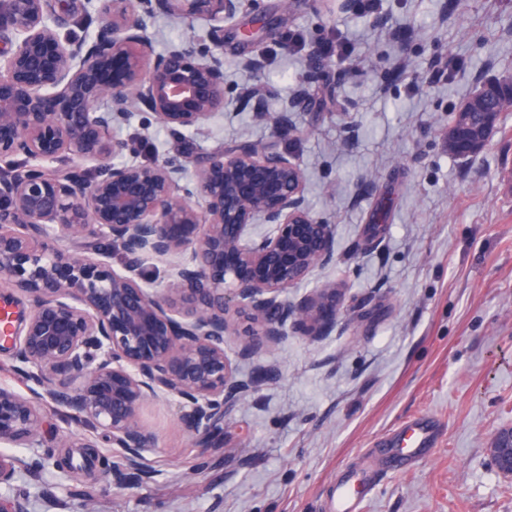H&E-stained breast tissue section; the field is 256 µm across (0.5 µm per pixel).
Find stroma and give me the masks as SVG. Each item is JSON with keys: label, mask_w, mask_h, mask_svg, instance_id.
<instances>
[{"label": "stroma", "mask_w": 512, "mask_h": 512, "mask_svg": "<svg viewBox=\"0 0 512 512\" xmlns=\"http://www.w3.org/2000/svg\"><path fill=\"white\" fill-rule=\"evenodd\" d=\"M254 16L265 28L248 49L224 25V90L247 83L244 55L261 56L262 103L179 135L135 112L113 135L139 143L140 162L275 142L302 168L313 213L336 227L335 264L288 298L333 282L344 305L329 335L292 323L283 343L251 357H240V340L228 345L240 378L277 374L238 402L222 448L198 453L175 405H145L140 420L160 437L158 477L97 494L90 512H322L337 474L417 414L444 440L382 481L364 512H512V478L490 454L512 428V112L480 154L446 145L458 106L512 76V0H381L366 14L297 0L285 19L278 0H259L240 18ZM335 35L350 56L310 69L311 50ZM450 56L464 70L434 80ZM381 203L385 231L371 239Z\"/></svg>", "instance_id": "35a3bbf8"}]
</instances>
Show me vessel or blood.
Here are the masks:
<instances>
[{
  "mask_svg": "<svg viewBox=\"0 0 512 512\" xmlns=\"http://www.w3.org/2000/svg\"><path fill=\"white\" fill-rule=\"evenodd\" d=\"M436 441L437 432L428 419L413 417L403 421L391 436L366 449L361 471L345 473L337 481L329 504L331 512H358L378 477L424 462Z\"/></svg>",
  "mask_w": 512,
  "mask_h": 512,
  "instance_id": "obj_1",
  "label": "vessel or blood"
}]
</instances>
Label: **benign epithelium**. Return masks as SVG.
<instances>
[{"mask_svg": "<svg viewBox=\"0 0 512 512\" xmlns=\"http://www.w3.org/2000/svg\"><path fill=\"white\" fill-rule=\"evenodd\" d=\"M244 0H0V159L29 162L21 178L0 181V300L27 302L0 343L27 386L0 385V488L22 474L42 498L58 496L74 474L91 473L94 444L110 448L99 491L156 476L155 434L138 422L149 399L177 405L192 447L224 441V416L238 395L269 377L244 381L226 354L231 317L250 323V356L277 345L288 321L325 336L344 298L330 284L298 303L288 289L335 257V225L305 205L303 174L290 156L240 143L191 159L114 164L138 152L112 136L133 111L172 131L197 129L231 101L224 95V22ZM165 13L204 22L211 44L188 35L159 53L149 28ZM96 18L85 38L72 28ZM261 23L235 28L239 44L257 41ZM483 84L472 113L491 129L502 89ZM193 175L184 176L187 167ZM257 224L271 231L252 236ZM121 268L112 264V251ZM149 260L167 263L154 288ZM64 433L57 456L44 444L46 410ZM512 475V428L490 449ZM0 512H28L21 495L0 493Z\"/></svg>", "mask_w": 512, "mask_h": 512, "instance_id": "benign-epithelium-1", "label": "benign epithelium"}]
</instances>
